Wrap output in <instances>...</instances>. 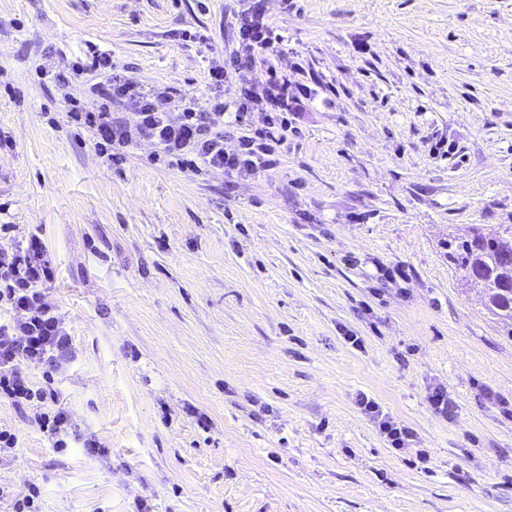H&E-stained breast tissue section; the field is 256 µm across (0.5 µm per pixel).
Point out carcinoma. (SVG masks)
I'll return each mask as SVG.
<instances>
[{
	"instance_id": "carcinoma-1",
	"label": "carcinoma",
	"mask_w": 512,
	"mask_h": 512,
	"mask_svg": "<svg viewBox=\"0 0 512 512\" xmlns=\"http://www.w3.org/2000/svg\"><path fill=\"white\" fill-rule=\"evenodd\" d=\"M512 224H476L465 237L448 239V258L464 271L467 285L485 296L488 312L512 335Z\"/></svg>"
}]
</instances>
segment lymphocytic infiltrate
<instances>
[{
	"label": "lymphocytic infiltrate",
	"mask_w": 512,
	"mask_h": 512,
	"mask_svg": "<svg viewBox=\"0 0 512 512\" xmlns=\"http://www.w3.org/2000/svg\"><path fill=\"white\" fill-rule=\"evenodd\" d=\"M237 25L238 50L228 66H215L208 72V83L215 87L223 86L228 74L237 75L239 93L232 101L203 107L192 98L184 101L178 118H171L166 93L133 85L114 72L108 54L93 50L82 69L103 77L93 89L99 104L89 109L79 99L67 98L68 121L88 129L96 149L115 166L125 161V150L136 138L152 143L159 158L183 172L224 169L246 174L275 165L276 146L292 128L288 116L299 97L310 96L311 90L298 88L275 68L257 70L256 53L274 46L262 10L242 13ZM258 91L263 92L269 108L261 128L249 120ZM228 127L239 134V149L232 153L224 149ZM53 278L52 262L37 237L12 251L0 250V306L9 313L0 320V400L19 408L44 404V411L35 413L34 420L54 447L63 448L78 437L72 415L61 407L57 392L33 388L27 372L29 365L37 364L60 373L76 359L65 318L47 300Z\"/></svg>",
	"instance_id": "obj_1"
}]
</instances>
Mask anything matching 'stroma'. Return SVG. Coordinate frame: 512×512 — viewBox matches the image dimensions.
<instances>
[{
    "instance_id": "stroma-1",
    "label": "stroma",
    "mask_w": 512,
    "mask_h": 512,
    "mask_svg": "<svg viewBox=\"0 0 512 512\" xmlns=\"http://www.w3.org/2000/svg\"><path fill=\"white\" fill-rule=\"evenodd\" d=\"M261 3L258 67L312 95L277 166L197 176L147 141L112 166L63 115L93 76L42 72L95 47L172 114L231 100L207 73L249 0H0V249L40 238L78 355L30 380L103 447L0 400V512L33 486L36 512H512V336L448 261L512 224V0ZM359 401L363 409L371 414L374 420H377L379 430L391 448L396 450L408 448L414 437L413 431L409 427L390 420L389 417L380 412L379 406L372 399L361 397Z\"/></svg>"
}]
</instances>
